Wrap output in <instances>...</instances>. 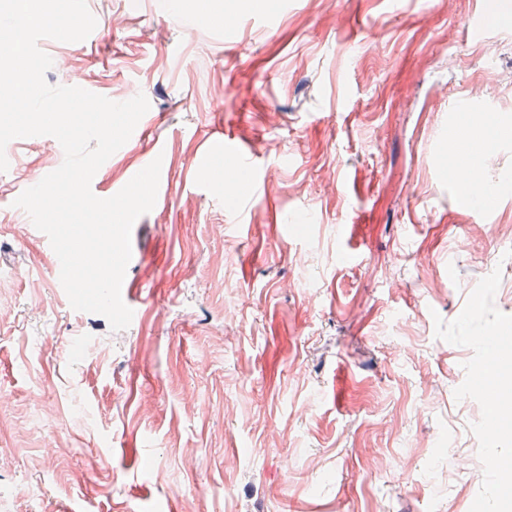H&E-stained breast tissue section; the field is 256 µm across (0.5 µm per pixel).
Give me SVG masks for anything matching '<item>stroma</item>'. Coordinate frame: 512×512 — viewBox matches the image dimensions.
<instances>
[{
    "label": "stroma",
    "instance_id": "obj_1",
    "mask_svg": "<svg viewBox=\"0 0 512 512\" xmlns=\"http://www.w3.org/2000/svg\"><path fill=\"white\" fill-rule=\"evenodd\" d=\"M161 3L87 0L93 44L39 43L49 84L150 103L96 173L104 197L162 161L128 328L71 308L14 205L59 142L5 149L0 512H470L472 351L434 320L496 269L512 315V0H181L194 36ZM465 128L482 203L448 178Z\"/></svg>",
    "mask_w": 512,
    "mask_h": 512
}]
</instances>
